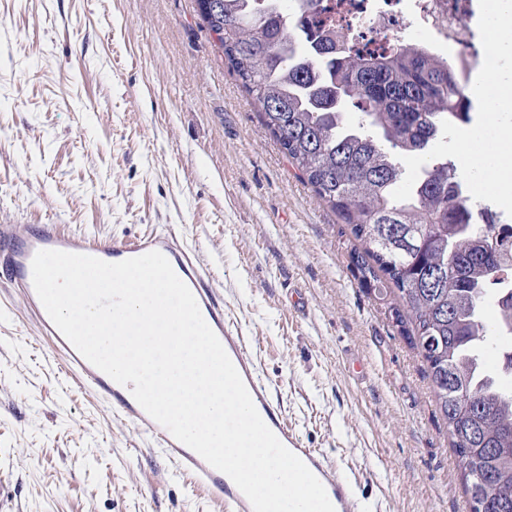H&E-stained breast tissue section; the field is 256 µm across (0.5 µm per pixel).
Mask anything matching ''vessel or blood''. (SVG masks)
<instances>
[{"mask_svg": "<svg viewBox=\"0 0 512 512\" xmlns=\"http://www.w3.org/2000/svg\"><path fill=\"white\" fill-rule=\"evenodd\" d=\"M41 250L86 254L112 263L154 250L161 252L192 291L204 320L223 344L267 426L321 481L335 512H358L359 500L353 484L341 476L329 477L327 455L319 449L305 447L299 434L289 426L279 401L274 399L269 384L259 371L241 328L225 312L224 300L214 287L211 276L195 250L178 232L160 230L103 243L83 234L64 231L58 224H39L32 230L22 224H0V281L10 284L22 295L28 311L36 318L41 335L51 339V356L63 360L68 371L84 388L109 403L113 412L130 421L195 487L223 496L228 512H253L250 501L229 476L211 467L196 452L177 441L144 411L133 396L126 393L123 385L88 362L58 330L32 282V260Z\"/></svg>", "mask_w": 512, "mask_h": 512, "instance_id": "obj_1", "label": "vessel or blood"}]
</instances>
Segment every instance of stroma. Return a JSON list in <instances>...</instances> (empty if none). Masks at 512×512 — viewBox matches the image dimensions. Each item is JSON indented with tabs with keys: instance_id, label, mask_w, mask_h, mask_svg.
Here are the masks:
<instances>
[{
	"instance_id": "stroma-1",
	"label": "stroma",
	"mask_w": 512,
	"mask_h": 512,
	"mask_svg": "<svg viewBox=\"0 0 512 512\" xmlns=\"http://www.w3.org/2000/svg\"><path fill=\"white\" fill-rule=\"evenodd\" d=\"M494 0L467 29L488 60ZM470 120L402 159L456 165L478 189ZM53 222L104 242L175 228L195 247L306 447L348 476L362 512H470L425 366L350 262V229L262 128L196 0H0V224ZM308 300L299 314L290 289ZM367 367L351 374L354 361ZM0 512H224L49 356L0 288Z\"/></svg>"
}]
</instances>
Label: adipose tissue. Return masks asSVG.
<instances>
[{
	"label": "adipose tissue",
	"mask_w": 512,
	"mask_h": 512,
	"mask_svg": "<svg viewBox=\"0 0 512 512\" xmlns=\"http://www.w3.org/2000/svg\"><path fill=\"white\" fill-rule=\"evenodd\" d=\"M489 62L491 75L476 80L474 92L490 112L496 147L478 160L477 168L482 188L508 194L512 192V0H500Z\"/></svg>",
	"instance_id": "1"
}]
</instances>
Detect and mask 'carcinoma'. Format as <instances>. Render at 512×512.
<instances>
[{
  "mask_svg": "<svg viewBox=\"0 0 512 512\" xmlns=\"http://www.w3.org/2000/svg\"><path fill=\"white\" fill-rule=\"evenodd\" d=\"M199 10L228 71L317 198L350 227L361 282L398 298L392 322L426 364L471 512H512V393L483 369L493 335L512 336V234L487 211L479 245L455 165L432 158L410 194L397 155L469 120L462 74L419 43L359 51L322 26L323 0H212ZM343 104L361 114L342 124Z\"/></svg>",
  "mask_w": 512,
  "mask_h": 512,
  "instance_id": "1",
  "label": "carcinoma"
}]
</instances>
